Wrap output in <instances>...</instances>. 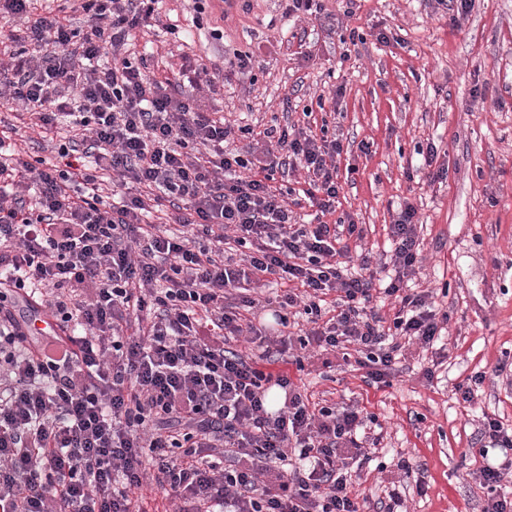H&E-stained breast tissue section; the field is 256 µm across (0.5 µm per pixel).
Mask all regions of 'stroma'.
<instances>
[{
  "instance_id": "stroma-1",
  "label": "stroma",
  "mask_w": 512,
  "mask_h": 512,
  "mask_svg": "<svg viewBox=\"0 0 512 512\" xmlns=\"http://www.w3.org/2000/svg\"><path fill=\"white\" fill-rule=\"evenodd\" d=\"M354 31L364 42H349ZM380 31L392 41L378 42ZM173 41L159 29L133 44L155 78L174 85L183 58L219 64L267 47L259 65L203 102L257 131L275 120L341 140L338 210L363 229L347 241L351 255L388 263L390 226L405 203L416 206L421 262L407 285L447 311L442 339L407 346L386 385L367 386L338 358L324 367L316 348L304 370L283 355L262 366L287 372L313 399L375 416L380 442L355 485L361 512H378L404 460L418 475L400 489L406 512H483L486 495L471 477L482 464L478 428L491 415L512 429V385L491 373L512 356V0H473L463 13L444 0H324L308 18L287 14L285 0H249L227 14L213 0L184 57H170ZM430 144L428 168L421 152ZM433 167L444 177L431 180ZM479 371L482 387L463 401L459 386Z\"/></svg>"
}]
</instances>
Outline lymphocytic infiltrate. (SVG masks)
Returning a JSON list of instances; mask_svg holds the SVG:
<instances>
[{
  "label": "lymphocytic infiltrate",
  "instance_id": "obj_1",
  "mask_svg": "<svg viewBox=\"0 0 512 512\" xmlns=\"http://www.w3.org/2000/svg\"><path fill=\"white\" fill-rule=\"evenodd\" d=\"M156 2L0 0L26 20L0 60V98L60 139L55 157L31 161L0 136V512H144L147 478L174 512H360L362 409L310 402L231 342L248 333L271 350L248 288L279 280V325L294 307L311 325L301 352L386 382L405 342L432 345L448 322L404 286L417 211L405 205L390 227L384 293L399 309L387 328L370 258L350 271L342 244L362 230L335 215L341 141L226 123L197 98L217 67H186L189 92H166L128 49L158 22ZM238 137L245 149L230 148ZM286 166L306 170V189L278 183ZM304 202L318 223L295 220ZM18 296L54 318L50 341H29ZM275 386L287 397L274 410Z\"/></svg>",
  "mask_w": 512,
  "mask_h": 512
}]
</instances>
